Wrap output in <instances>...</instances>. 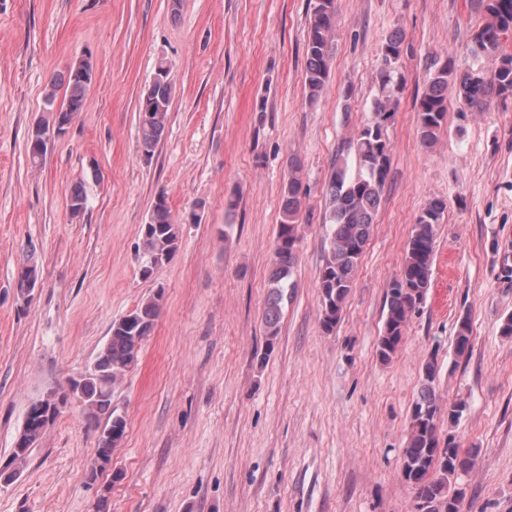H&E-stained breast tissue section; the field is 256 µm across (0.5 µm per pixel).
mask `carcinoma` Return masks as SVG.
<instances>
[{
	"mask_svg": "<svg viewBox=\"0 0 512 512\" xmlns=\"http://www.w3.org/2000/svg\"><path fill=\"white\" fill-rule=\"evenodd\" d=\"M483 22L474 31L472 50L475 54L494 53L502 41L512 35V0H478ZM336 26L335 0H313L308 18L306 40L305 89L310 101L325 93L331 78V49ZM404 34L392 32L381 47L379 84L381 94L374 103L370 122L336 153L329 166L325 194L324 220L327 247L320 271V322L330 334L340 322L344 307L354 286L355 276L382 201V190L391 166L392 146L388 127L394 118L403 78L399 74ZM157 79L142 91L137 105V126L141 151L150 156L159 145L173 99L170 69L161 62L155 68ZM93 64L87 56L72 65L61 84L65 86L60 107H55L56 93L45 95L42 120L28 135L30 161L40 165L47 150L40 146V128L50 126L68 130L92 82ZM456 91L460 104L472 111L484 110L494 97L512 96V55L501 56L497 70L486 76L481 71L455 69L450 59L435 61L430 67L424 91L416 102L418 135L421 144L433 146L445 128L448 112V89ZM300 163L291 162L288 181L282 188L281 221L275 242V256L269 267L268 296L264 312L267 349L273 350L280 333L283 309L292 298V280L299 246L302 209ZM87 191L81 182L70 190L68 207L74 214L86 209ZM447 209L442 198L430 200L417 216L407 241L398 276L386 291L387 311L376 346L377 359L390 363L400 351L411 315L426 302L431 287L437 229ZM180 225L172 216L165 193H158L146 224L142 225L137 251L141 255V274L150 276L154 269L170 263L179 249ZM163 291L158 290L141 300L131 311L112 321L107 342L97 352L93 363L102 374L83 378L78 397L86 418L92 424H103L95 455L87 465L88 479L98 475L112 461V454L127 432V421L112 404L115 385L139 362L142 346L151 335L163 309ZM471 324L468 316L456 325L454 351L463 358L471 351ZM440 368L435 355L422 364L421 389L412 402L406 439L401 449V477L413 493L414 512H459L466 490L458 482L459 475L472 469L478 449H463L453 436L442 440L441 418L448 424L462 416L466 403L459 399L444 405L436 393ZM46 427L29 423L18 431L9 462L0 469V482L15 481L28 464L33 448Z\"/></svg>",
	"mask_w": 512,
	"mask_h": 512,
	"instance_id": "carcinoma-1",
	"label": "carcinoma"
}]
</instances>
